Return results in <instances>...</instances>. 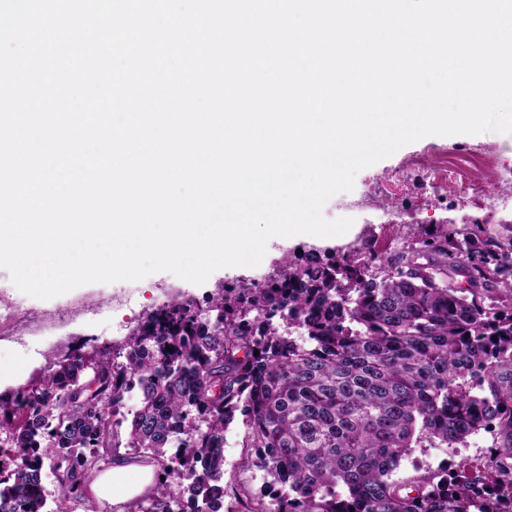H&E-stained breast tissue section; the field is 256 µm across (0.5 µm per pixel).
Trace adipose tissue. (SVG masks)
<instances>
[{"label": "adipose tissue", "mask_w": 512, "mask_h": 512, "mask_svg": "<svg viewBox=\"0 0 512 512\" xmlns=\"http://www.w3.org/2000/svg\"><path fill=\"white\" fill-rule=\"evenodd\" d=\"M156 483L157 474L152 466L120 455L107 470L89 477L85 493L91 500L108 503L114 512H126L130 502L150 492Z\"/></svg>", "instance_id": "ef3b65f1"}]
</instances>
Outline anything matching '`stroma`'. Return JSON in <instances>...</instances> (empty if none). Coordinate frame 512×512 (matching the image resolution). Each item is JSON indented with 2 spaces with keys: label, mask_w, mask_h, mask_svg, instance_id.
Instances as JSON below:
<instances>
[{
  "label": "stroma",
  "mask_w": 512,
  "mask_h": 512,
  "mask_svg": "<svg viewBox=\"0 0 512 512\" xmlns=\"http://www.w3.org/2000/svg\"><path fill=\"white\" fill-rule=\"evenodd\" d=\"M452 148L491 152L512 163V135L490 132L424 137L358 171L351 191L338 193L327 201L323 207L326 219L352 218L353 224L345 234L319 243L306 239L287 245L271 242L259 265L216 270L201 285L169 272H157L134 282L85 284L42 300L20 291L8 270L0 268L1 303L19 305L46 316L64 310L70 313L63 328L47 333L34 331L29 319L18 321L15 336L0 338V360L19 364L24 370V378L28 379L47 369L58 353L124 340L147 313L172 294L182 293L204 300L224 283L263 279L284 255H294L302 249L341 255L349 245L366 241L373 249L389 256L406 245L408 233H430L442 226L451 230L463 229L476 217V210L453 204L445 207L432 201L428 170L415 171L406 166L410 157ZM412 208L417 211L412 222L383 224L379 221L381 211L397 215ZM492 444V435L482 432L468 437L464 446L454 450L417 448L403 462L398 475L406 477L418 468H444L457 473L466 464L484 456Z\"/></svg>",
  "instance_id": "obj_1"
}]
</instances>
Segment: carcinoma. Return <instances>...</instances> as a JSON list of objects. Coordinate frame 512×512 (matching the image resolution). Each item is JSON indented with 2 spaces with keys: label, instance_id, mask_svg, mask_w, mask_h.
<instances>
[{
  "label": "carcinoma",
  "instance_id": "1",
  "mask_svg": "<svg viewBox=\"0 0 512 512\" xmlns=\"http://www.w3.org/2000/svg\"><path fill=\"white\" fill-rule=\"evenodd\" d=\"M132 379L142 401L128 415ZM239 417L255 491L224 483ZM482 431L493 445L462 473L393 478L412 449ZM0 433V512H61L47 469L84 504L86 478L121 448L161 470L126 512H214L226 497L239 512H512V228H441L391 256L286 257L203 303L177 295L123 343L0 393ZM175 439L188 511L169 482Z\"/></svg>",
  "mask_w": 512,
  "mask_h": 512
}]
</instances>
